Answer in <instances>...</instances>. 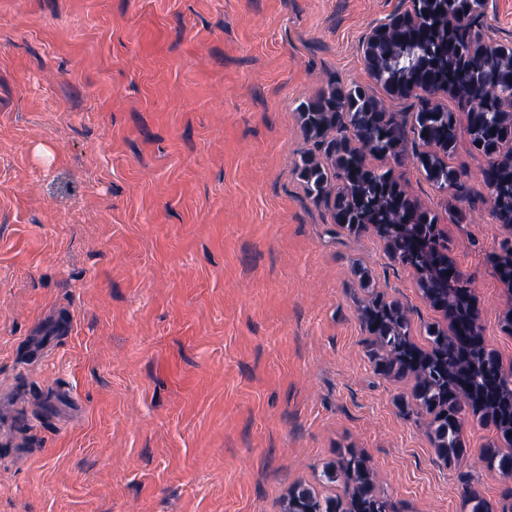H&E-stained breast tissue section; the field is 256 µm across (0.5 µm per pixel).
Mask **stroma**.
Here are the masks:
<instances>
[{
    "mask_svg": "<svg viewBox=\"0 0 512 512\" xmlns=\"http://www.w3.org/2000/svg\"><path fill=\"white\" fill-rule=\"evenodd\" d=\"M411 0H0V512H285L297 485L362 454L397 512H502L493 428L465 420L444 463L412 378L384 373L360 315L400 305L411 339L448 328L372 227L335 224L296 167L300 106L328 84L396 116L370 30ZM435 214L512 367V288L466 148L472 202L414 158L366 154Z\"/></svg>",
    "mask_w": 512,
    "mask_h": 512,
    "instance_id": "1",
    "label": "stroma"
}]
</instances>
